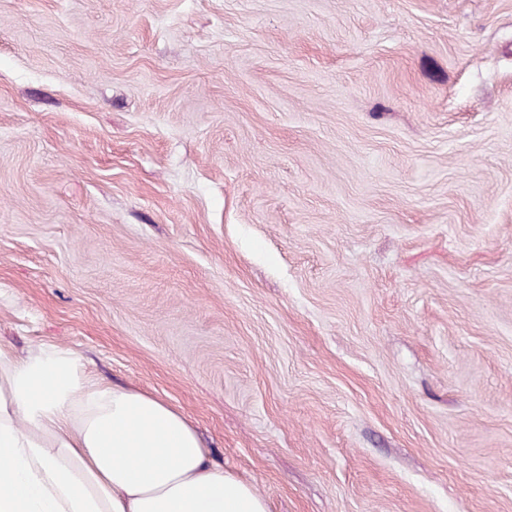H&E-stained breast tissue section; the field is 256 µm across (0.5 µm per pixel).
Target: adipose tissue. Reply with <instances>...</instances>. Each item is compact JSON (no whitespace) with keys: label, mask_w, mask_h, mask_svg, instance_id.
<instances>
[{"label":"adipose tissue","mask_w":512,"mask_h":512,"mask_svg":"<svg viewBox=\"0 0 512 512\" xmlns=\"http://www.w3.org/2000/svg\"><path fill=\"white\" fill-rule=\"evenodd\" d=\"M0 512H268L182 414L57 345L0 346Z\"/></svg>","instance_id":"adipose-tissue-1"}]
</instances>
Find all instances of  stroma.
Returning a JSON list of instances; mask_svg holds the SVG:
<instances>
[{
    "instance_id": "obj_1",
    "label": "stroma",
    "mask_w": 512,
    "mask_h": 512,
    "mask_svg": "<svg viewBox=\"0 0 512 512\" xmlns=\"http://www.w3.org/2000/svg\"><path fill=\"white\" fill-rule=\"evenodd\" d=\"M39 344L269 512H512V0H0Z\"/></svg>"
}]
</instances>
